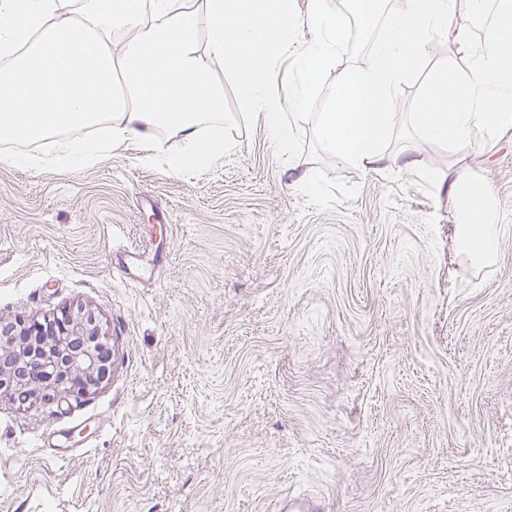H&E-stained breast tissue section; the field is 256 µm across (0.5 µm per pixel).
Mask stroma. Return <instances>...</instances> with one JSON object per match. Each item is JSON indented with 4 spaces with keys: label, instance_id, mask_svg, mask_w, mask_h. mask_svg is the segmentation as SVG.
<instances>
[{
    "label": "stroma",
    "instance_id": "obj_1",
    "mask_svg": "<svg viewBox=\"0 0 512 512\" xmlns=\"http://www.w3.org/2000/svg\"><path fill=\"white\" fill-rule=\"evenodd\" d=\"M343 11L333 64L273 146L225 73L231 145L172 174L150 142L95 164L0 162V319L93 314L107 378L0 398V512H512V127L463 152L392 143L337 162L316 118L367 68L400 0ZM452 38L432 36L406 112ZM312 171V194L289 168ZM493 188L494 262L461 251L458 173Z\"/></svg>",
    "mask_w": 512,
    "mask_h": 512
}]
</instances>
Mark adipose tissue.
<instances>
[{"instance_id":"obj_1","label":"adipose tissue","mask_w":512,"mask_h":512,"mask_svg":"<svg viewBox=\"0 0 512 512\" xmlns=\"http://www.w3.org/2000/svg\"><path fill=\"white\" fill-rule=\"evenodd\" d=\"M255 0H0V137L13 145L1 157L35 166L30 144L54 138L55 160L80 168L115 142L149 141L156 131L176 140L158 147L176 174L208 169L230 145L224 123L221 72L235 73L238 92L257 108L282 153H292L286 108H302L317 73L341 41L334 0H311L308 21L322 31L300 52L303 78L289 100L272 91L265 67L270 48L291 50L298 24L281 0L257 11ZM488 0H403L370 67L343 75L330 111L318 118L319 140L336 160L370 165L386 160L396 117L389 101L396 81L420 65L430 33L467 45V21L482 17ZM450 192L463 203L465 251L496 258L497 230L489 222L492 190L458 175Z\"/></svg>"}]
</instances>
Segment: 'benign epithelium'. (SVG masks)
Masks as SVG:
<instances>
[{"label": "benign epithelium", "instance_id": "7a95c632", "mask_svg": "<svg viewBox=\"0 0 512 512\" xmlns=\"http://www.w3.org/2000/svg\"><path fill=\"white\" fill-rule=\"evenodd\" d=\"M101 328L95 318L68 310L43 324L21 317L0 320V394L20 402L60 387L84 396L104 379Z\"/></svg>", "mask_w": 512, "mask_h": 512}]
</instances>
